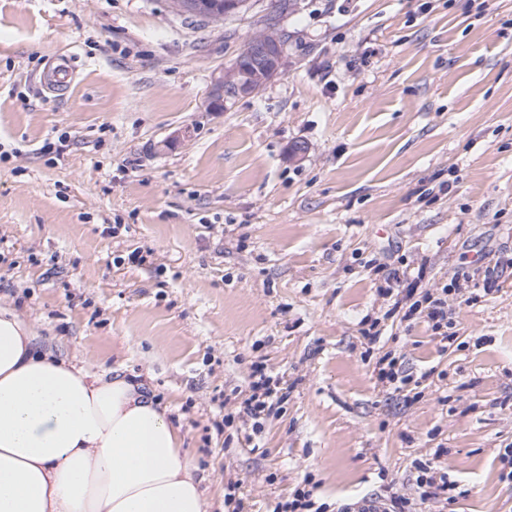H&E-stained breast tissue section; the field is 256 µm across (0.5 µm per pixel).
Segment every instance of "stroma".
I'll return each instance as SVG.
<instances>
[{"label":"stroma","instance_id":"1","mask_svg":"<svg viewBox=\"0 0 512 512\" xmlns=\"http://www.w3.org/2000/svg\"><path fill=\"white\" fill-rule=\"evenodd\" d=\"M249 2L211 23L170 0H0V306L147 382L208 499L232 497L211 512H272L306 480L322 512L411 498L433 457L456 499L416 512H512V0ZM270 17L287 70L211 105ZM420 272L450 290L451 347L387 315ZM257 362L288 390L258 428Z\"/></svg>","mask_w":512,"mask_h":512}]
</instances>
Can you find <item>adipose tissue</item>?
<instances>
[{
    "label": "adipose tissue",
    "instance_id": "1",
    "mask_svg": "<svg viewBox=\"0 0 512 512\" xmlns=\"http://www.w3.org/2000/svg\"><path fill=\"white\" fill-rule=\"evenodd\" d=\"M36 340L0 307V512H208L182 427L145 383Z\"/></svg>",
    "mask_w": 512,
    "mask_h": 512
}]
</instances>
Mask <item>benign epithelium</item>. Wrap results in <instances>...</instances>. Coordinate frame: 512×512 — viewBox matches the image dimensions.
I'll return each mask as SVG.
<instances>
[{
  "mask_svg": "<svg viewBox=\"0 0 512 512\" xmlns=\"http://www.w3.org/2000/svg\"><path fill=\"white\" fill-rule=\"evenodd\" d=\"M288 67L287 45L280 36L266 31L253 37L231 63L215 77L213 102L232 103L258 94Z\"/></svg>",
  "mask_w": 512,
  "mask_h": 512,
  "instance_id": "benign-epithelium-1",
  "label": "benign epithelium"
}]
</instances>
